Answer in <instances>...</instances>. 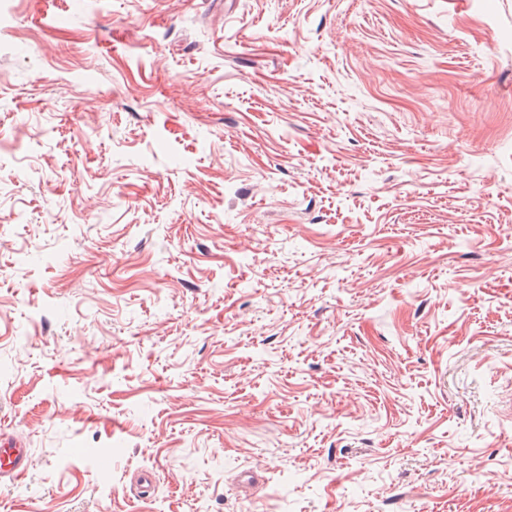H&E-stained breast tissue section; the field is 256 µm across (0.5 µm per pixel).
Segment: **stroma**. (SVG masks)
<instances>
[{
	"label": "stroma",
	"instance_id": "1",
	"mask_svg": "<svg viewBox=\"0 0 512 512\" xmlns=\"http://www.w3.org/2000/svg\"><path fill=\"white\" fill-rule=\"evenodd\" d=\"M0 137V512H512V0H0ZM0 476L17 477L28 466V449L17 441L0 439Z\"/></svg>",
	"mask_w": 512,
	"mask_h": 512
}]
</instances>
